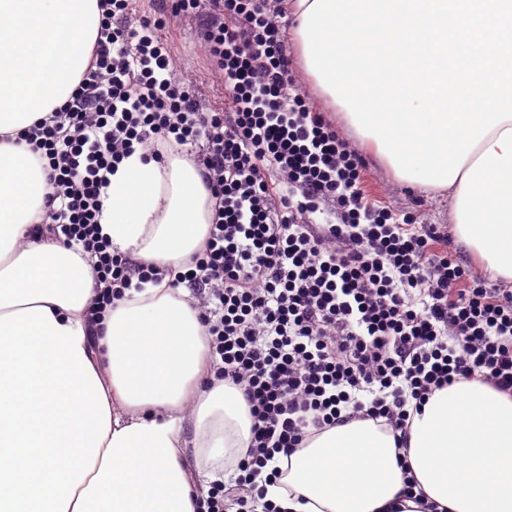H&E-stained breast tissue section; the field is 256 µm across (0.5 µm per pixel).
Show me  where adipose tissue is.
Instances as JSON below:
<instances>
[{
  "label": "adipose tissue",
  "mask_w": 512,
  "mask_h": 512,
  "mask_svg": "<svg viewBox=\"0 0 512 512\" xmlns=\"http://www.w3.org/2000/svg\"><path fill=\"white\" fill-rule=\"evenodd\" d=\"M98 26L97 0H0V512H198L250 444L244 396L216 379L202 325L167 283L126 290L89 329L93 267L80 247L39 236L51 188L14 141L69 99ZM448 190L458 243L512 280V120ZM212 206L184 153L161 165L136 152L109 177L100 233L113 252L179 267L201 249ZM407 460L401 470L373 422L339 425L276 454L282 476L265 498L280 512H417L401 495L409 472L447 512H512V398L478 382L436 391Z\"/></svg>",
  "instance_id": "obj_1"
}]
</instances>
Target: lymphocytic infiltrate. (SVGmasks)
Wrapping results in <instances>:
<instances>
[{
	"label": "lymphocytic infiltrate",
	"instance_id": "lymphocytic-infiltrate-1",
	"mask_svg": "<svg viewBox=\"0 0 512 512\" xmlns=\"http://www.w3.org/2000/svg\"><path fill=\"white\" fill-rule=\"evenodd\" d=\"M269 0H166L129 23L132 0H97L91 57L66 105L23 134L52 189L40 234L79 245L101 285L97 323L132 283L187 286L217 379L241 390L254 420L233 482L205 512H277L268 462L324 429L374 421L407 458L415 413L437 390L476 381L512 397V289L448 254L437 226L399 222L362 188V159L290 75L285 27ZM200 14L201 39L229 107L199 111L163 34ZM203 143L195 163L215 201L187 266L113 253L98 216L108 176L132 153ZM276 170L282 189L272 187ZM325 212L330 220L313 223Z\"/></svg>",
	"mask_w": 512,
	"mask_h": 512
}]
</instances>
